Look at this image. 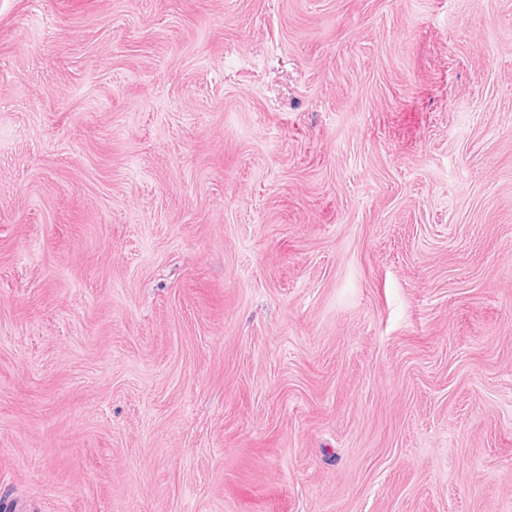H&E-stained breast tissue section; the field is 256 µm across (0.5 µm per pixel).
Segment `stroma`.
Masks as SVG:
<instances>
[{"label":"stroma","mask_w":512,"mask_h":512,"mask_svg":"<svg viewBox=\"0 0 512 512\" xmlns=\"http://www.w3.org/2000/svg\"><path fill=\"white\" fill-rule=\"evenodd\" d=\"M0 512H512V0H0Z\"/></svg>","instance_id":"1"}]
</instances>
